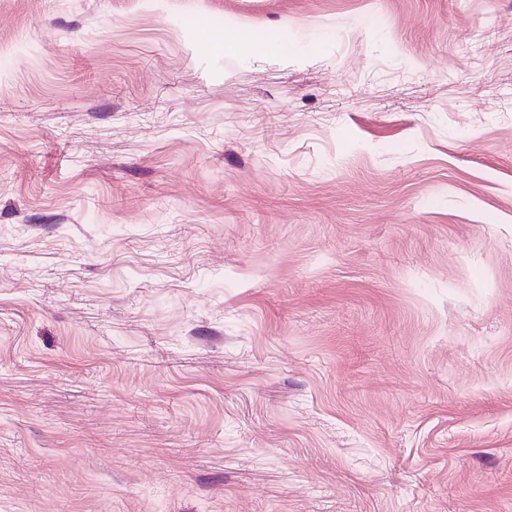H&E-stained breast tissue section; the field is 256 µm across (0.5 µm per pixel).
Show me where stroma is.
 Instances as JSON below:
<instances>
[{"label":"stroma","instance_id":"1","mask_svg":"<svg viewBox=\"0 0 512 512\" xmlns=\"http://www.w3.org/2000/svg\"><path fill=\"white\" fill-rule=\"evenodd\" d=\"M0 512H512V0H0ZM260 42L271 44L270 40L254 32H241L221 36L214 40L213 45L224 49V53L233 54Z\"/></svg>","mask_w":512,"mask_h":512}]
</instances>
